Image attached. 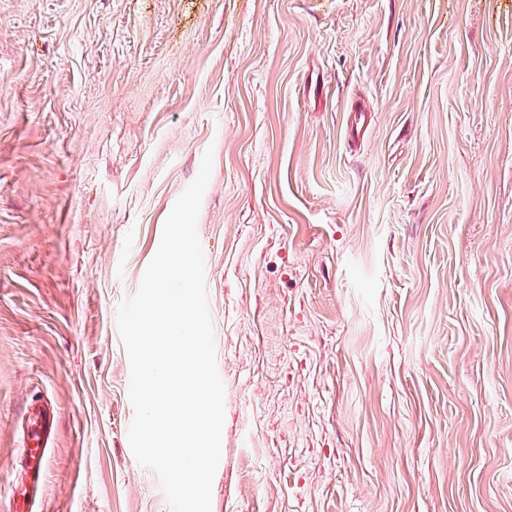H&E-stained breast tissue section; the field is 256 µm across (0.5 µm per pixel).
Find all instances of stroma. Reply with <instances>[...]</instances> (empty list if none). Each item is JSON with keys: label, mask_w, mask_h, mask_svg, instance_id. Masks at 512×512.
I'll return each instance as SVG.
<instances>
[{"label": "stroma", "mask_w": 512, "mask_h": 512, "mask_svg": "<svg viewBox=\"0 0 512 512\" xmlns=\"http://www.w3.org/2000/svg\"><path fill=\"white\" fill-rule=\"evenodd\" d=\"M209 148L211 512H512V0H0V512L43 401L35 512H169L117 312ZM349 112L351 113V121L347 125L346 135L348 138H351V140L356 141V138H358L369 125L370 112H368L360 101L352 103Z\"/></svg>", "instance_id": "1"}]
</instances>
